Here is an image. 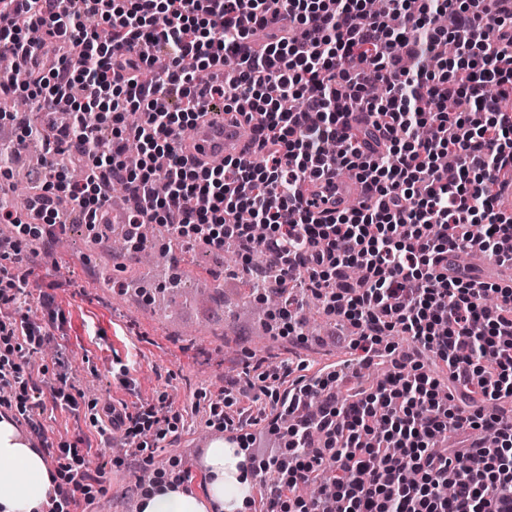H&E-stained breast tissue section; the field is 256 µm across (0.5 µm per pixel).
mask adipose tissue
Returning a JSON list of instances; mask_svg holds the SVG:
<instances>
[{
    "instance_id": "1",
    "label": "adipose tissue",
    "mask_w": 512,
    "mask_h": 512,
    "mask_svg": "<svg viewBox=\"0 0 512 512\" xmlns=\"http://www.w3.org/2000/svg\"><path fill=\"white\" fill-rule=\"evenodd\" d=\"M244 453L223 445L207 449V494L198 497L162 477L140 495L141 512H245L251 488L240 478ZM53 477L40 452L21 444L14 425L0 420V512H47Z\"/></svg>"
}]
</instances>
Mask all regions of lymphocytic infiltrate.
<instances>
[{"instance_id":"obj_1","label":"lymphocytic infiltrate","mask_w":512,"mask_h":512,"mask_svg":"<svg viewBox=\"0 0 512 512\" xmlns=\"http://www.w3.org/2000/svg\"><path fill=\"white\" fill-rule=\"evenodd\" d=\"M285 13L288 27L273 28ZM452 14L443 29L433 19ZM0 47L29 73L0 82V97L65 104L70 127L47 135L41 206L23 224L0 207V417L18 412L41 432L29 358L50 341L54 295L26 300L27 266L49 248L68 199L98 234L113 183L126 211L127 251L141 227H166L175 244L234 248L241 264L262 252L261 296H276L271 335L301 337L306 292L356 331L363 364L388 363L371 387L345 386L331 366L284 361L224 380L208 425L244 431L266 512H512V283L462 272L449 255L479 249L512 265V216L497 208L512 185V0H0ZM262 41L263 52L251 45ZM456 51L438 70L437 44ZM247 102L264 117L248 159L197 163L184 133L204 100ZM454 100L456 109L441 110ZM112 114L101 150L100 113ZM140 163L128 168L127 139ZM84 162L73 181L55 160ZM346 171L366 202L316 218L302 198ZM358 280L335 282L348 269ZM413 347L398 348L397 336ZM165 399L129 409L106 404L91 418L100 439L121 433L131 454L119 469L152 466L149 444L179 435L190 409ZM492 431L495 447L475 439ZM454 445L441 447L444 435ZM62 480L49 512H87L99 476L90 439L44 444ZM329 471L334 493L306 495ZM452 495H445V488Z\"/></svg>"}]
</instances>
